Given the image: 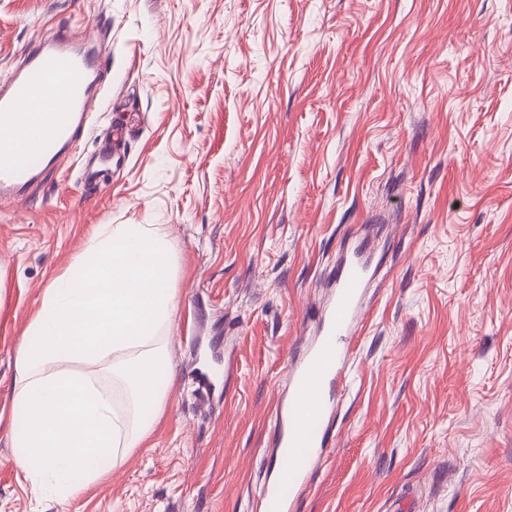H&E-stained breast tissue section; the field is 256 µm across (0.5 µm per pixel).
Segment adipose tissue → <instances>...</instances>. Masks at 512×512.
I'll use <instances>...</instances> for the list:
<instances>
[{
    "mask_svg": "<svg viewBox=\"0 0 512 512\" xmlns=\"http://www.w3.org/2000/svg\"><path fill=\"white\" fill-rule=\"evenodd\" d=\"M168 241L148 224H104L47 289L19 345L10 420L16 462L59 500L100 481L149 436L175 381Z\"/></svg>",
    "mask_w": 512,
    "mask_h": 512,
    "instance_id": "1",
    "label": "adipose tissue"
}]
</instances>
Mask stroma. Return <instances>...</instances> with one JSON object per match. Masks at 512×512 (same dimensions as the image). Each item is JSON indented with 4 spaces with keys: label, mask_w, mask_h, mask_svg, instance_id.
Segmentation results:
<instances>
[{
    "label": "stroma",
    "mask_w": 512,
    "mask_h": 512,
    "mask_svg": "<svg viewBox=\"0 0 512 512\" xmlns=\"http://www.w3.org/2000/svg\"><path fill=\"white\" fill-rule=\"evenodd\" d=\"M59 25L111 44L106 105L0 207V413L101 224L171 243L176 382L149 439L65 501L1 422L0 512H264L287 368L357 245L362 329L294 512H512V0H0V75Z\"/></svg>",
    "instance_id": "35a3bbf8"
}]
</instances>
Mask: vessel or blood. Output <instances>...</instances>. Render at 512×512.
Masks as SVG:
<instances>
[{"label": "vessel or blood", "instance_id": "1", "mask_svg": "<svg viewBox=\"0 0 512 512\" xmlns=\"http://www.w3.org/2000/svg\"><path fill=\"white\" fill-rule=\"evenodd\" d=\"M107 44L87 50L65 27L51 28L28 51L24 65L0 81V203L21 201L43 179L50 161L81 135L99 106ZM371 279L359 254L339 268L321 331L309 351L289 371L288 399L276 410L275 440L287 481L265 482L266 512H289L292 491L305 479L310 462L323 452L335 411L338 385L350 343L361 320L362 298Z\"/></svg>", "mask_w": 512, "mask_h": 512}]
</instances>
